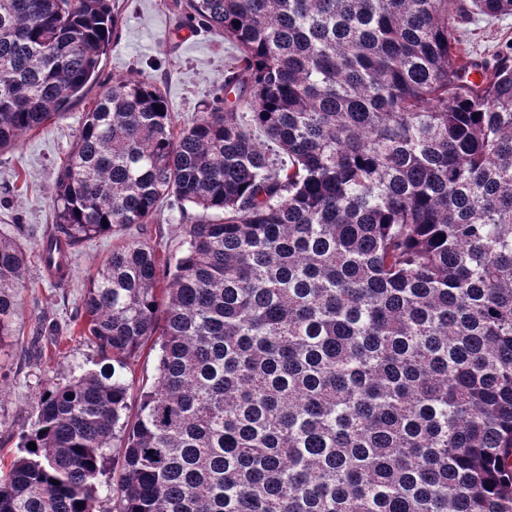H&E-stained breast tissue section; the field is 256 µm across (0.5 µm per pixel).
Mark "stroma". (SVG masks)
I'll return each mask as SVG.
<instances>
[{
  "instance_id": "1",
  "label": "stroma",
  "mask_w": 512,
  "mask_h": 512,
  "mask_svg": "<svg viewBox=\"0 0 512 512\" xmlns=\"http://www.w3.org/2000/svg\"><path fill=\"white\" fill-rule=\"evenodd\" d=\"M119 35L102 59L104 78L138 72L166 94L178 123L190 121L223 96L224 67L234 49L223 37L189 24L178 0H119ZM460 36L477 58L491 61L512 44V14L464 19ZM91 97L74 103L65 118L27 134L20 145L0 152V229L23 225L29 249H36L53 216L58 166L72 150ZM158 223L146 231L161 257H180L186 226L174 200L160 203ZM113 236L83 244L72 258L65 285L49 279L38 257H30L13 319L14 334L0 344V464L18 456L19 433L49 382H66L94 368V347L74 332L90 277L112 250Z\"/></svg>"
}]
</instances>
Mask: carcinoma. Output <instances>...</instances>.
Wrapping results in <instances>:
<instances>
[{"label": "carcinoma", "mask_w": 512, "mask_h": 512, "mask_svg": "<svg viewBox=\"0 0 512 512\" xmlns=\"http://www.w3.org/2000/svg\"><path fill=\"white\" fill-rule=\"evenodd\" d=\"M181 8L234 46L235 98L179 128L156 84L100 80L118 0H0V151L99 88L42 262L171 197L187 221L184 256L121 240L89 280L103 365L39 395L0 512H95L114 459L113 512H512V54L458 35L512 0ZM156 364L157 350L150 351L149 346H147L141 354L135 358V362L131 366L132 373H128L129 379H131L133 375L136 388L145 383H147V386L151 385L155 375Z\"/></svg>", "instance_id": "1"}]
</instances>
